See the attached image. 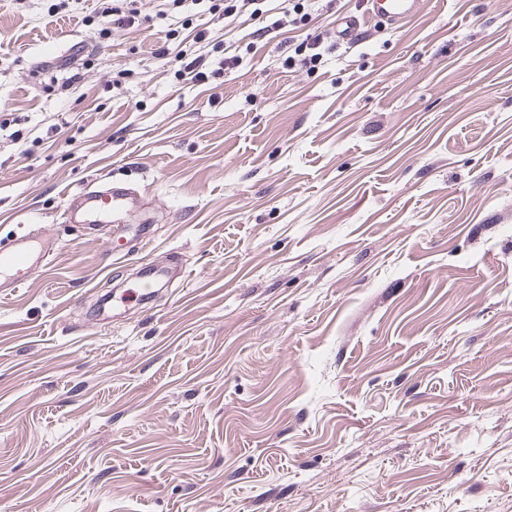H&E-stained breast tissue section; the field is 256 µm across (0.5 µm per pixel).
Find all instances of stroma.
Returning <instances> with one entry per match:
<instances>
[{
    "instance_id": "obj_1",
    "label": "stroma",
    "mask_w": 512,
    "mask_h": 512,
    "mask_svg": "<svg viewBox=\"0 0 512 512\" xmlns=\"http://www.w3.org/2000/svg\"><path fill=\"white\" fill-rule=\"evenodd\" d=\"M109 4L0 0V512H512V0ZM367 5L370 17L397 24L417 13L420 0H368ZM336 42L340 45L351 46L357 40L360 22L356 16L341 14L336 16L332 23ZM73 199L81 200L85 205L84 219L80 223L86 224L120 223L129 204L132 205L130 211L135 207V201L127 189L109 182L94 189L84 187L73 195ZM47 249L36 246L26 237L15 240L13 245L0 250V272L8 274L15 286L25 284L45 264Z\"/></svg>"
}]
</instances>
